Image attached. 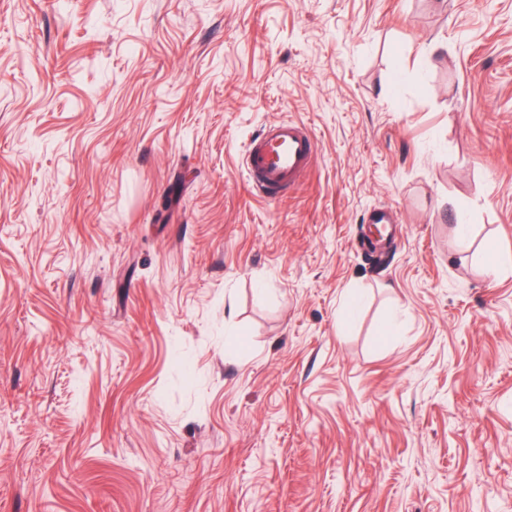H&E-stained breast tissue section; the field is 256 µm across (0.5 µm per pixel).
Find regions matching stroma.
I'll return each instance as SVG.
<instances>
[{"mask_svg":"<svg viewBox=\"0 0 512 512\" xmlns=\"http://www.w3.org/2000/svg\"><path fill=\"white\" fill-rule=\"evenodd\" d=\"M507 257L512 0H0V512H512ZM316 154L317 141L305 125L286 120L270 122L246 146L248 181L260 198H282L305 176Z\"/></svg>","mask_w":512,"mask_h":512,"instance_id":"35a3bbf8","label":"stroma"}]
</instances>
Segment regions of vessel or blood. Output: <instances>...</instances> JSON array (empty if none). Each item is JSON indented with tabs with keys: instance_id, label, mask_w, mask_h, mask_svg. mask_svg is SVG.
I'll return each mask as SVG.
<instances>
[{
	"instance_id": "1",
	"label": "vessel or blood",
	"mask_w": 512,
	"mask_h": 512,
	"mask_svg": "<svg viewBox=\"0 0 512 512\" xmlns=\"http://www.w3.org/2000/svg\"><path fill=\"white\" fill-rule=\"evenodd\" d=\"M317 141L303 124L274 121L255 135L244 152L248 181L265 200L284 197L310 169Z\"/></svg>"
}]
</instances>
